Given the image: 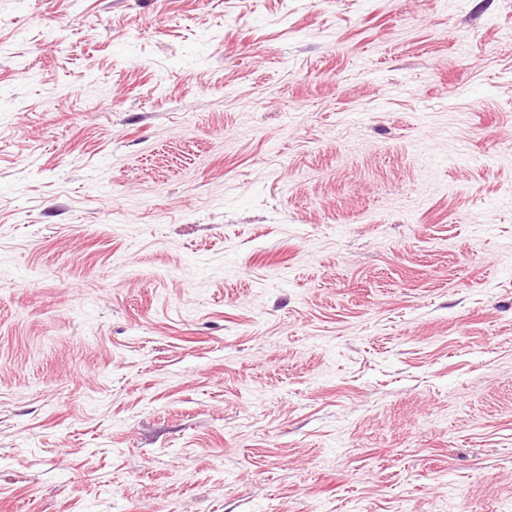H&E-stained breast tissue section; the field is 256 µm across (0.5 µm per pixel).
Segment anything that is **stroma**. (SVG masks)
<instances>
[{
  "label": "stroma",
  "mask_w": 512,
  "mask_h": 512,
  "mask_svg": "<svg viewBox=\"0 0 512 512\" xmlns=\"http://www.w3.org/2000/svg\"><path fill=\"white\" fill-rule=\"evenodd\" d=\"M0 512H512V0H0Z\"/></svg>",
  "instance_id": "stroma-1"
}]
</instances>
